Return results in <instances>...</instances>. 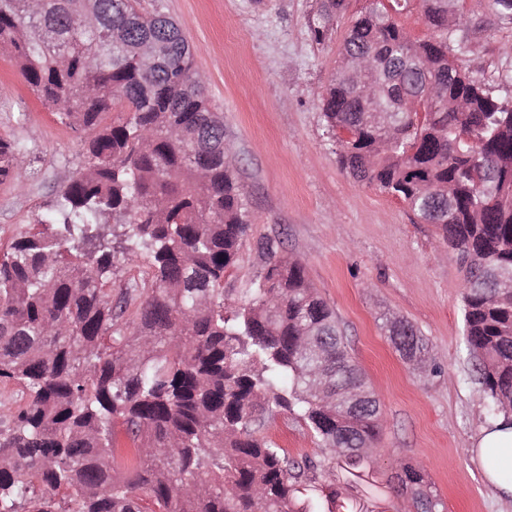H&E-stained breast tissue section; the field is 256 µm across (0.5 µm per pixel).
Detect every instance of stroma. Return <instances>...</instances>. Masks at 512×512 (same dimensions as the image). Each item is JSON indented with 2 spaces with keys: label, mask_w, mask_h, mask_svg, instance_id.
<instances>
[{
  "label": "stroma",
  "mask_w": 512,
  "mask_h": 512,
  "mask_svg": "<svg viewBox=\"0 0 512 512\" xmlns=\"http://www.w3.org/2000/svg\"><path fill=\"white\" fill-rule=\"evenodd\" d=\"M318 0H140L143 12L173 18L194 54L198 77L224 119L248 201L250 229L224 274L227 302L249 297L274 259L297 258L336 313L350 353L377 394L383 416L362 478L342 468L321 484L341 492L335 512H407L394 475L422 465L445 512H512L472 460L495 415L467 371L456 253L436 230L412 221L403 202L355 181L336 163V143L319 94L330 83L352 18L371 0H349L323 42L308 20ZM484 29L462 63L499 91L512 76V24L477 10ZM0 138L27 149L20 179L0 182V247L43 220L60 188L83 165L78 133L34 95L9 53L0 51ZM273 240V252L259 244ZM411 322L431 346L436 372L401 358L383 329L386 316ZM266 433L298 459L325 448L296 414L279 412Z\"/></svg>",
  "instance_id": "obj_1"
}]
</instances>
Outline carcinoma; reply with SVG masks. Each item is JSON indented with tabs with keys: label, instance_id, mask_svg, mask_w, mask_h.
I'll return each mask as SVG.
<instances>
[{
	"label": "carcinoma",
	"instance_id": "1",
	"mask_svg": "<svg viewBox=\"0 0 512 512\" xmlns=\"http://www.w3.org/2000/svg\"><path fill=\"white\" fill-rule=\"evenodd\" d=\"M418 2L431 34L395 16ZM460 0H373L352 21L319 95L343 171L401 200L457 251L470 374L498 414H512V100L457 57L477 22ZM320 0L322 42L342 15ZM0 50L42 104L83 137L84 165L54 210L0 251V512H318L339 492L317 485L323 462H298L261 429L297 414L332 460L360 470L381 412L335 312L298 259H281L235 309L224 272L248 230L224 120L171 18L138 0H0ZM372 67L356 73L351 62ZM377 85L368 111L357 84ZM429 84L425 120L401 110ZM113 113L112 119L106 114ZM25 147L0 139V181L25 169ZM124 227L116 243L100 219ZM149 258L143 298H112L116 254ZM403 359L427 364L429 341L386 319ZM361 396L354 411L336 401ZM133 447L118 470L112 435ZM394 479L416 512H442L422 469Z\"/></svg>",
	"mask_w": 512,
	"mask_h": 512
}]
</instances>
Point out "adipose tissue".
Segmentation results:
<instances>
[{"mask_svg": "<svg viewBox=\"0 0 512 512\" xmlns=\"http://www.w3.org/2000/svg\"><path fill=\"white\" fill-rule=\"evenodd\" d=\"M473 459L499 496L512 498V416L498 417L481 429Z\"/></svg>", "mask_w": 512, "mask_h": 512, "instance_id": "obj_1", "label": "adipose tissue"}]
</instances>
